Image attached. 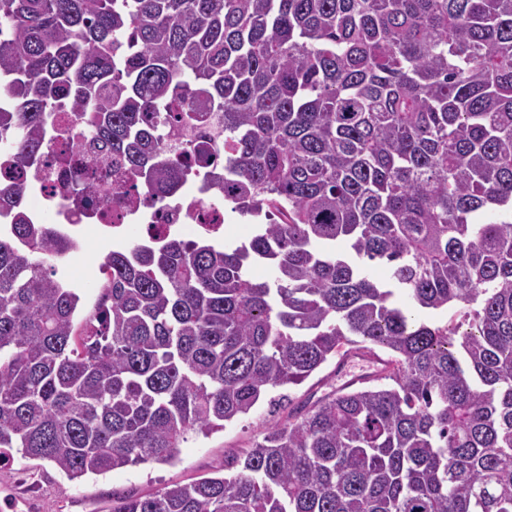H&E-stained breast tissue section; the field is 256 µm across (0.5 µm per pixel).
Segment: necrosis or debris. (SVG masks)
<instances>
[{
    "mask_svg": "<svg viewBox=\"0 0 512 512\" xmlns=\"http://www.w3.org/2000/svg\"><path fill=\"white\" fill-rule=\"evenodd\" d=\"M58 113L70 116L67 136H59L54 126L44 131L45 151L35 170L28 172L0 169V184L16 181L28 183L29 216L41 223L67 224L84 232V248H92L94 234L103 233L115 224H155L161 234L178 232L194 236L209 224L224 221V201L208 188L204 172H197L190 189L179 197L158 206L144 202L140 182L132 176H114L100 183L87 210L72 203L73 183L81 173L70 164L73 154L94 156L93 132L85 121L73 118L69 102H60Z\"/></svg>",
    "mask_w": 512,
    "mask_h": 512,
    "instance_id": "1",
    "label": "necrosis or debris"
}]
</instances>
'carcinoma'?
<instances>
[{
    "label": "carcinoma",
    "instance_id": "cac0c4a2",
    "mask_svg": "<svg viewBox=\"0 0 512 512\" xmlns=\"http://www.w3.org/2000/svg\"><path fill=\"white\" fill-rule=\"evenodd\" d=\"M0 77L13 166L66 98L154 203L189 172L163 127L223 113L207 177L258 219L105 253L81 316L58 276L77 237L1 188L0 461L170 464L368 353L378 375L290 409L226 473L110 512H512V0H0Z\"/></svg>",
    "mask_w": 512,
    "mask_h": 512
}]
</instances>
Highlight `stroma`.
Instances as JSON below:
<instances>
[{
  "instance_id": "1",
  "label": "stroma",
  "mask_w": 512,
  "mask_h": 512,
  "mask_svg": "<svg viewBox=\"0 0 512 512\" xmlns=\"http://www.w3.org/2000/svg\"><path fill=\"white\" fill-rule=\"evenodd\" d=\"M97 263V256L75 252L59 266L61 277L80 285L82 306L87 310L97 298L96 290L88 286L98 274ZM369 372L368 363L358 358L348 359L341 367L329 362L316 376L289 389L290 406L314 403L325 393ZM288 408L260 403L248 418L228 424L209 437L190 440L180 448L173 463L138 464L78 481L69 480L48 461L14 454L11 461L0 463V512L8 504L16 505L17 512H108L113 499L143 496L166 485L213 476L225 462L262 438L275 421L286 418Z\"/></svg>"
}]
</instances>
